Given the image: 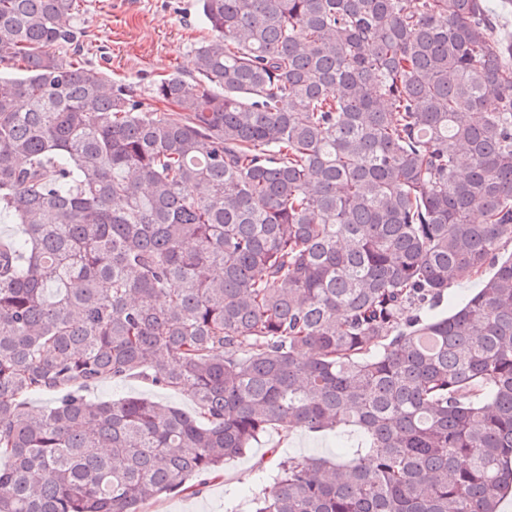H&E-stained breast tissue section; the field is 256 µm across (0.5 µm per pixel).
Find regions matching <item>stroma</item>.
<instances>
[{"label":"stroma","instance_id":"stroma-1","mask_svg":"<svg viewBox=\"0 0 512 512\" xmlns=\"http://www.w3.org/2000/svg\"><path fill=\"white\" fill-rule=\"evenodd\" d=\"M85 31L83 60L112 79L141 88L158 76L180 71L192 77L194 47L207 37L197 0H84L79 20ZM88 402L143 397L190 413L192 399L132 376L103 381L88 389ZM356 431L309 432L267 428L245 454L225 460L214 478L199 477L195 491L165 494L141 506V512H250L255 496L270 491L280 462L291 457L335 458L340 443L358 444Z\"/></svg>","mask_w":512,"mask_h":512}]
</instances>
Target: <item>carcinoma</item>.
I'll return each instance as SVG.
<instances>
[{"label": "carcinoma", "mask_w": 512, "mask_h": 512, "mask_svg": "<svg viewBox=\"0 0 512 512\" xmlns=\"http://www.w3.org/2000/svg\"><path fill=\"white\" fill-rule=\"evenodd\" d=\"M80 3L0 0V512H140L269 426L361 443L282 462L254 512H498L512 45L485 0H198L196 76L150 108L61 59ZM131 376L196 414L87 402ZM488 272L482 278L455 279L448 286L439 311L448 314V311L456 305L465 303L477 290L482 288L483 281L488 277Z\"/></svg>", "instance_id": "1"}]
</instances>
